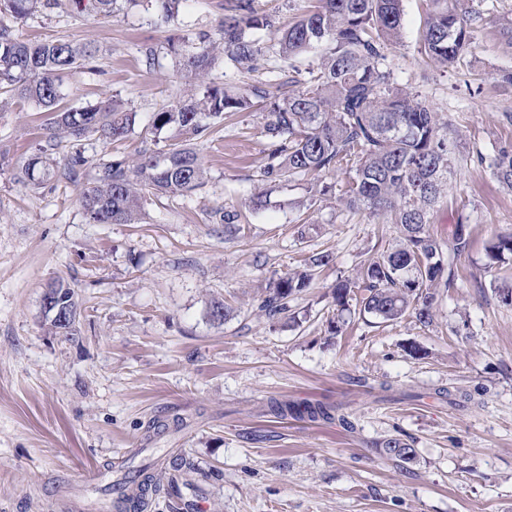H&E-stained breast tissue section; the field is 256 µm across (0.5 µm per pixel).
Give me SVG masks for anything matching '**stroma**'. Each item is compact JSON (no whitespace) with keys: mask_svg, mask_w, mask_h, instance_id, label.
<instances>
[{"mask_svg":"<svg viewBox=\"0 0 512 512\" xmlns=\"http://www.w3.org/2000/svg\"><path fill=\"white\" fill-rule=\"evenodd\" d=\"M471 44L442 67L420 50L428 0H404L403 38L388 50L398 83L448 119L455 164L428 230L441 243L463 228L453 287L439 288L432 325L352 316L329 331L331 287L398 238L396 225L349 213L338 191L350 170L268 191L258 169L270 150L260 110L191 136L157 133L158 148L196 149L207 180L184 197L147 198L138 224L87 223L79 189L101 158L135 160L153 114L187 91L170 42L214 34L224 0H184L162 22L141 0L111 18L66 8L14 23L24 40L95 42L91 67L63 76L61 107L110 97L136 112L120 142L90 136V165L39 186L11 163L43 141L48 119L18 101L0 111V512H103L109 486L162 455L194 466L182 493L207 512H512V305L493 292L512 264L488 267L487 243L512 233V192L486 164L512 143V0H472ZM267 192L265 207L246 206ZM239 213L225 233L220 213ZM326 250L295 295L293 319L256 311L258 293ZM74 289L80 334L49 328L46 287ZM228 304L212 322L211 302ZM417 354H410V347ZM452 399H438L439 389ZM469 402H461V395ZM339 405L347 425L269 414L270 398ZM398 437L404 463L378 445ZM380 448L389 458H395L402 462H410L415 459L416 451L411 444L400 438L389 437L381 442Z\"/></svg>","mask_w":512,"mask_h":512,"instance_id":"35a3bbf8","label":"stroma"}]
</instances>
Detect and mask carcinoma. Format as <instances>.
Segmentation results:
<instances>
[{
    "instance_id": "cac0c4a2",
    "label": "carcinoma",
    "mask_w": 512,
    "mask_h": 512,
    "mask_svg": "<svg viewBox=\"0 0 512 512\" xmlns=\"http://www.w3.org/2000/svg\"><path fill=\"white\" fill-rule=\"evenodd\" d=\"M430 2L422 52L445 67L469 44L473 10L461 0ZM72 4L108 18L116 0H72ZM63 6L62 0H0V90L51 115L45 144L17 166L16 180L24 185L38 186L53 176L56 160L48 153L53 142L76 145L92 134L120 141L135 123L136 113L112 98L79 109L59 107L62 75L94 60L96 46L62 39L28 42L13 33L10 23ZM403 15V0H312L298 20L281 28L274 17L258 13L254 0H226L224 20L215 36L204 34L196 45L170 46L179 69L197 92L173 100L153 117L157 132L175 128L198 136L209 129V122L230 119L259 105L261 134L271 143L267 162L260 166L261 179L319 176L344 163L354 168V176L340 189L342 207L351 213L368 210L384 216L398 225L399 240L354 277L336 282L332 289L336 313L330 319L334 335L340 331L339 323L345 322L344 315L352 312L384 322L411 313L421 325H431L437 288L453 285V260L468 247L461 226L446 252L426 230L430 209L448 180L454 141L439 113L394 79L386 51L401 41ZM262 30L274 34L273 43L257 36ZM320 44L327 46L325 58L305 77L295 68V76L287 80L257 79L245 89L209 82L210 70L221 56L235 72L251 74L259 71L262 57L288 61ZM490 167L499 185L512 191L511 144L497 150ZM94 169L79 194L91 224H135L146 196H185L206 180L198 153L186 145L167 150L146 146L131 164L124 159L100 160ZM486 259L490 267L509 262L512 236L491 240ZM333 261L328 251L309 256L302 269L266 289L259 311L272 320L290 318L294 295L309 287L316 269ZM42 303L52 332L68 339L78 335V304L67 283L49 284ZM270 411L311 422L334 419V407L321 402L273 401ZM381 449L402 462L416 455L411 444L396 437L383 440ZM153 479L149 464L125 475L118 483L115 508L125 512L140 504Z\"/></svg>"
}]
</instances>
